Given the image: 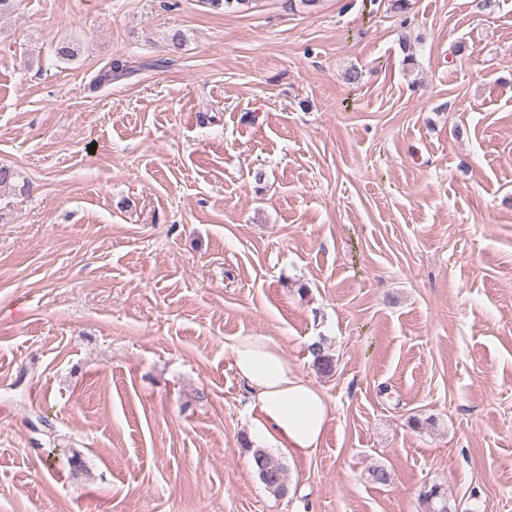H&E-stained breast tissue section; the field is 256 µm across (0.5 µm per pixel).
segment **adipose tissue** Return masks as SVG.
Segmentation results:
<instances>
[{"label": "adipose tissue", "mask_w": 512, "mask_h": 512, "mask_svg": "<svg viewBox=\"0 0 512 512\" xmlns=\"http://www.w3.org/2000/svg\"><path fill=\"white\" fill-rule=\"evenodd\" d=\"M232 354L238 375L251 389L255 439L294 456L319 448L333 413L324 392L304 380L270 339L241 337Z\"/></svg>", "instance_id": "ef3b65f1"}]
</instances>
